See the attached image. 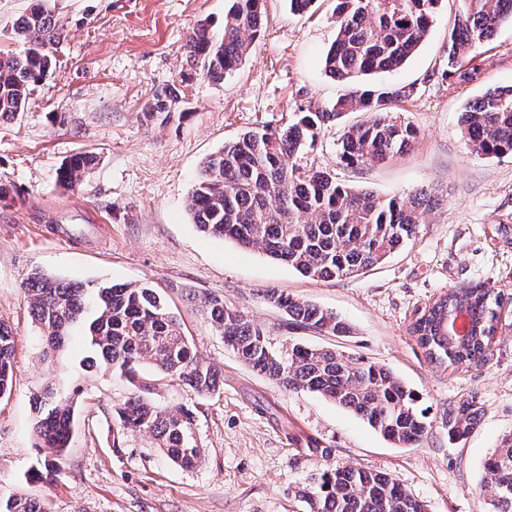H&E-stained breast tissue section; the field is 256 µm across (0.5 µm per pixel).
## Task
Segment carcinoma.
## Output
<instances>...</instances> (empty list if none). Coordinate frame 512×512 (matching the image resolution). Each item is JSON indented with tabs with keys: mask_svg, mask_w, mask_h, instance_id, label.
I'll return each mask as SVG.
<instances>
[{
	"mask_svg": "<svg viewBox=\"0 0 512 512\" xmlns=\"http://www.w3.org/2000/svg\"><path fill=\"white\" fill-rule=\"evenodd\" d=\"M442 0H336V38L324 68L331 76L353 80L362 75L399 70L427 35ZM461 12L448 31L446 78L471 81L473 53L490 39L501 22L512 19V0H459ZM264 0H232L219 36L205 25L189 36V48L201 59L203 74L221 80L242 63L260 35ZM18 51L0 50V119L24 111L31 87L52 70L50 47L63 29L41 0L14 26ZM413 93L398 85L354 89L331 109L302 110L284 129L249 130L211 155L195 180L188 208L199 230L227 238L243 248H257L314 281H342L385 262L416 238L426 214L437 204L428 189L409 199L383 198L353 188L325 170H304L298 159L312 147L321 125L348 112L367 119L350 125L339 142V157L348 167L384 162L410 150L417 130L392 115L396 102ZM178 103L167 88L145 104L149 112H168ZM468 147L479 155L512 157V87L489 91L463 113ZM97 156L80 151L60 168L63 185L73 187L93 169ZM33 321L49 360L65 352L73 337L84 338L86 354L79 367L104 364L130 381L142 366L207 395L218 388L217 370L201 358L180 319L155 289L131 283L65 282L39 269L26 288ZM264 299L288 316V328L344 336L348 324L335 312L268 290ZM203 310L228 346L246 365L268 375L288 391L318 394L356 414L398 446L421 442L431 428L419 397L390 368L335 349L289 344L277 353L267 331L246 320L216 296L200 298ZM469 316L464 336L448 334V316ZM501 320V295L482 287L450 289L415 311L409 335L427 359L440 366L482 367L491 354ZM15 341L0 321V396L12 387ZM151 382L139 384L117 411L120 428L144 431L161 452L184 469L202 461L192 444V416L169 411L143 396ZM78 391L53 381L32 398L38 447L55 456L33 475L50 479L61 469L71 439ZM482 406L475 398L460 402L442 421L448 442L466 439L478 425ZM482 489L488 512H512V433L485 458ZM306 512H426V505L391 474L344 465L316 473L299 490ZM22 495L0 497V512H31Z\"/></svg>",
	"mask_w": 512,
	"mask_h": 512,
	"instance_id": "carcinoma-1",
	"label": "carcinoma"
}]
</instances>
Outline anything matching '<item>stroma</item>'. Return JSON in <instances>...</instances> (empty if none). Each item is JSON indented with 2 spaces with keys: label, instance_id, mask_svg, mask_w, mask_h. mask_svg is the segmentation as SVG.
Returning a JSON list of instances; mask_svg holds the SVG:
<instances>
[{
  "label": "stroma",
  "instance_id": "35a3bbf8",
  "mask_svg": "<svg viewBox=\"0 0 512 512\" xmlns=\"http://www.w3.org/2000/svg\"><path fill=\"white\" fill-rule=\"evenodd\" d=\"M64 29L52 53L57 67L37 84L24 112L0 120V320L15 339L14 383L0 398V496L47 500L52 512H305L297 491L310 475L342 464L392 474L428 512H485L483 461L512 430V247L496 238L512 225V157L469 149L461 115L483 94L512 86V22L476 49L481 74L442 78L448 30L458 0H442L418 50L379 83L414 85L394 114L419 137L408 154L359 169L343 167L337 140L352 112L318 132L301 155L304 169L333 172L349 185L389 197L420 188L443 192L415 240L365 274L316 282L259 250L199 231L188 197L210 154L241 133L284 128L299 109L326 108L348 93L324 56L336 37L334 0H313L303 13L289 0H266L267 21L246 59L221 80L204 78L186 42L208 23L222 34L230 0H45ZM178 85L175 112L144 106ZM93 152L97 165L81 185L58 179L67 159ZM76 282L147 283L179 316L186 335L219 371L210 395L178 381H153L149 399L167 410L193 411V436L204 459L183 469L145 432H116V409L131 391L107 368L78 367L73 342L56 364L43 359L24 286L33 269ZM481 285L506 298L492 354L479 369L429 363L407 327L417 308L451 289ZM338 313L350 327L334 337L287 329L268 289ZM215 295L264 327L275 349L302 341L389 366L428 407L431 429L399 448L333 402L291 392L245 365L193 300ZM57 378L79 387L65 464L53 482L31 472L52 451L37 447L31 399ZM483 415L466 441L452 444L442 426L462 400ZM311 436L328 454L297 452Z\"/></svg>",
  "mask_w": 512,
  "mask_h": 512
}]
</instances>
